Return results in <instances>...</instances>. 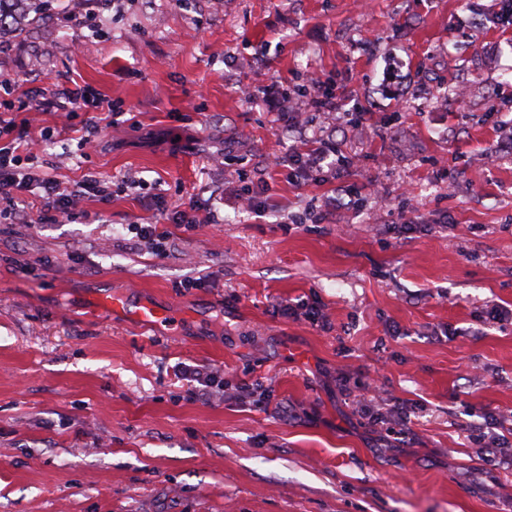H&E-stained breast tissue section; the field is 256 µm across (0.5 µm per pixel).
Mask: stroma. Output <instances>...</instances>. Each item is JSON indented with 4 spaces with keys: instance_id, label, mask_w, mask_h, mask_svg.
<instances>
[{
    "instance_id": "1",
    "label": "stroma",
    "mask_w": 512,
    "mask_h": 512,
    "mask_svg": "<svg viewBox=\"0 0 512 512\" xmlns=\"http://www.w3.org/2000/svg\"><path fill=\"white\" fill-rule=\"evenodd\" d=\"M501 8L47 0L0 35L38 164L112 192L69 218H0V512H512V323L490 316L512 311ZM308 72L345 89L343 112L237 91ZM58 81L83 91L75 111L36 108ZM329 129L357 159L345 181L269 167ZM262 182L256 211L240 194ZM344 183L357 205L316 221ZM183 203L190 231L163 212ZM140 224L174 253L133 246ZM102 293L172 317L112 315ZM304 303L323 326L286 315ZM185 366L209 374L204 398Z\"/></svg>"
}]
</instances>
